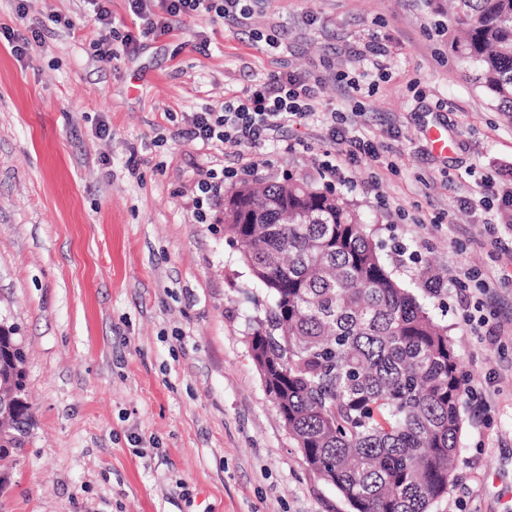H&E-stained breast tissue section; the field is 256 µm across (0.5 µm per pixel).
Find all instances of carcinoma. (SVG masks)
Here are the masks:
<instances>
[{"mask_svg": "<svg viewBox=\"0 0 512 512\" xmlns=\"http://www.w3.org/2000/svg\"><path fill=\"white\" fill-rule=\"evenodd\" d=\"M451 49L512 121V0H449ZM224 233L271 299L252 358L308 465L354 512H431L458 460L466 376L448 336L395 276L343 197L303 179L243 182ZM424 287L447 276L432 266ZM19 328L0 318V462L23 456L34 421Z\"/></svg>", "mask_w": 512, "mask_h": 512, "instance_id": "1", "label": "carcinoma"}]
</instances>
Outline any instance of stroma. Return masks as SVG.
Instances as JSON below:
<instances>
[{"mask_svg":"<svg viewBox=\"0 0 512 512\" xmlns=\"http://www.w3.org/2000/svg\"><path fill=\"white\" fill-rule=\"evenodd\" d=\"M16 7L0 0V25L41 38L24 60L0 40V312L28 350L34 428L0 512H351L266 393L250 336L269 298L219 206L199 205L206 172L240 168L242 150L185 133L204 105L286 72L321 78L319 111H356L380 158L332 180L321 127L290 129L296 151L267 144L253 180L335 189L379 239L406 247L388 262L407 287L426 260L470 270L424 298L476 391L432 512H512V252L489 244L512 223H482L463 204L512 169V123L462 77L444 0H255L250 25L280 32L279 54L235 23L187 18L109 63L83 0H27L23 20ZM372 33L387 70L349 91L337 76L359 73Z\"/></svg>","mask_w":512,"mask_h":512,"instance_id":"1","label":"stroma"}]
</instances>
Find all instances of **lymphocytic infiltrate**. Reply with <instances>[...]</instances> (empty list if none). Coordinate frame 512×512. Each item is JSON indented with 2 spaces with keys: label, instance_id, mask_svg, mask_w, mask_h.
Segmentation results:
<instances>
[{
  "label": "lymphocytic infiltrate",
  "instance_id": "lymphocytic-infiltrate-1",
  "mask_svg": "<svg viewBox=\"0 0 512 512\" xmlns=\"http://www.w3.org/2000/svg\"><path fill=\"white\" fill-rule=\"evenodd\" d=\"M97 23L98 56L109 62L117 54L133 55L147 37L160 38L172 32L174 19L222 18L240 23L249 19L243 0H127L137 23L127 31L121 51H114L110 0H88ZM318 82L294 75L277 76L247 87L221 108L207 107L192 113L187 133L202 144L260 148L270 135L290 127H306L318 122L326 129L329 144L323 154L322 170L329 177L344 179L341 158L350 161L377 160L378 152L357 132L351 117L341 108L325 113L316 110Z\"/></svg>",
  "mask_w": 512,
  "mask_h": 512
}]
</instances>
